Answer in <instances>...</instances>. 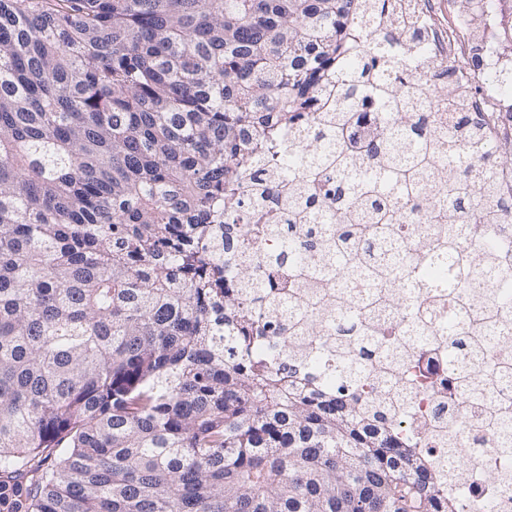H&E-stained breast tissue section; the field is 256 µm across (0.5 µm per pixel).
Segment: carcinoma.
<instances>
[{"label": "carcinoma", "instance_id": "carcinoma-1", "mask_svg": "<svg viewBox=\"0 0 512 512\" xmlns=\"http://www.w3.org/2000/svg\"><path fill=\"white\" fill-rule=\"evenodd\" d=\"M356 0H0V490L11 512H459L449 473L358 396L396 337L434 330L420 300L471 278L501 325L512 256L502 164L463 99L454 126L383 72L399 37L336 64ZM313 147L279 136L317 90ZM369 96L382 113L352 132ZM283 224H229L266 197ZM430 225L448 281L407 278L397 225ZM269 239L264 256L251 242ZM239 287H226L227 265ZM288 272L275 292L271 274ZM402 288L407 330L340 277ZM337 374L349 393L323 384Z\"/></svg>", "mask_w": 512, "mask_h": 512}]
</instances>
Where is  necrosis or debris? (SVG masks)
Instances as JSON below:
<instances>
[{"mask_svg":"<svg viewBox=\"0 0 512 512\" xmlns=\"http://www.w3.org/2000/svg\"><path fill=\"white\" fill-rule=\"evenodd\" d=\"M508 16L512 0H470L466 5L458 0H391L390 7L371 16L365 31L375 35L394 26L400 35L415 34L409 51L420 61L429 87H439L443 67L454 65L459 86L483 117L495 155L502 156L512 154V86L499 84L494 75L512 66V32L504 27ZM475 53L487 60L483 72L468 67ZM483 368L457 346L455 337L432 346L412 338L409 358L399 368L404 383L397 415L433 461H444L447 441H455L452 489L461 512H477L483 504L490 512H512V458L496 448L487 427L495 415L501 429L512 433V416L496 410L512 402V376L488 384ZM463 370L473 379L471 390L487 400L486 409L468 405V392L457 386Z\"/></svg>","mask_w":512,"mask_h":512,"instance_id":"obj_1","label":"necrosis or debris"}]
</instances>
